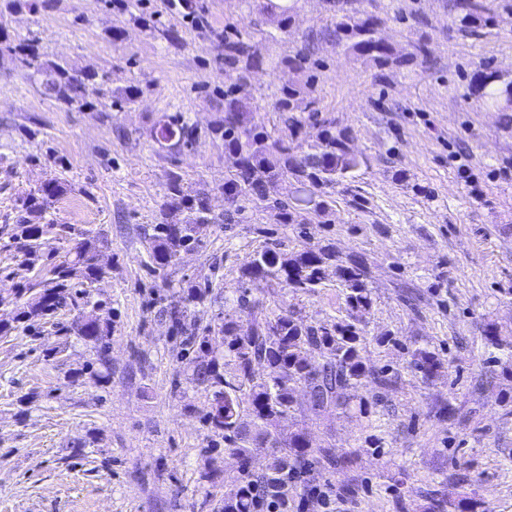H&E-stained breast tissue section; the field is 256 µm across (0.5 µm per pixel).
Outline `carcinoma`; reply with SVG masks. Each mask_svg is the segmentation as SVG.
<instances>
[{
    "instance_id": "obj_1",
    "label": "carcinoma",
    "mask_w": 512,
    "mask_h": 512,
    "mask_svg": "<svg viewBox=\"0 0 512 512\" xmlns=\"http://www.w3.org/2000/svg\"><path fill=\"white\" fill-rule=\"evenodd\" d=\"M455 8L463 27L484 21L486 7L482 0H456ZM261 13L277 30L288 33L287 9L277 12L275 5L268 3ZM381 24L375 15L349 14L336 6L334 35L346 50L380 68L427 57L423 44L415 46V52L407 57L398 55L392 46L381 41ZM224 49L225 60L238 70V78L224 89V120L212 127L210 134L224 141V151L232 160L230 177L216 187L229 208L221 216L213 214L208 205L209 190L193 188L179 173L170 172L166 201L145 234L149 262L155 271L164 273L179 263L182 253L203 248L208 226L222 224L225 216L241 211L239 202L246 197L255 195L266 202L267 207L279 211L285 224L295 221L288 201L278 196L282 177L290 174L303 179L324 195L346 181L359 166L347 133L331 126L324 128L318 141L306 150L295 143L304 116L311 117L319 111L316 97L305 85L292 83L283 89L276 109L288 113V134L276 138L269 135L263 125L254 121L246 92L245 73L262 65V60L251 52L241 34L224 42ZM3 50L19 58L42 94L68 107L90 105L88 89L96 84L97 74H76L65 64L43 61L28 40L7 43L0 46V52ZM471 90L487 107L502 113L504 121H512L511 79L485 67L474 73ZM155 136L178 148L192 144L196 131L189 119L178 112L159 125ZM65 191L63 181L51 178L17 198L16 220L5 232V244L20 254L28 266L47 270V278L28 288L0 292V306H15L16 321L32 325L53 315L73 299V289L83 287V306L90 311L79 316L76 334L95 348L97 363L105 367L112 307L93 298L92 287L107 274L99 263L107 239L90 228L47 220L51 203ZM51 239L73 242L65 259L57 262L56 251L45 250ZM331 268L343 288L347 312L344 320L329 326L309 325L288 305L264 309L240 286L233 294L238 310L249 319L247 329H242L236 318L218 312L182 342L178 359L187 362L191 383L208 398L204 423L211 434V450L216 451L225 443L242 460L233 489L224 495V505L218 512H288V497L303 474L322 459L336 465L332 449H322L318 458L304 432L285 437L277 430V424L295 411L294 393L298 386L309 389L312 410L326 412L337 405L341 390L369 376L359 356L366 317L373 304L366 263L360 257L344 259L329 246L305 245L298 251L285 252L274 245L255 254L243 277L268 279L296 295L311 294ZM209 295V289L190 283L180 289L179 300L162 310L172 335L186 334L189 313L206 305ZM317 355L324 362L314 366L311 360ZM411 367L422 378L431 379L441 364L433 353L417 348L411 354ZM268 442L273 443L271 462L262 472L250 471V455Z\"/></svg>"
}]
</instances>
